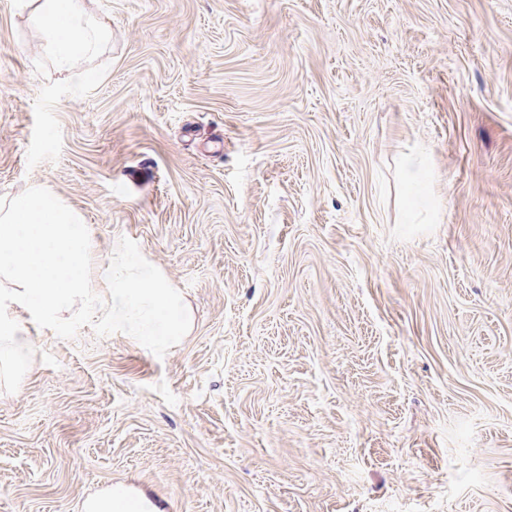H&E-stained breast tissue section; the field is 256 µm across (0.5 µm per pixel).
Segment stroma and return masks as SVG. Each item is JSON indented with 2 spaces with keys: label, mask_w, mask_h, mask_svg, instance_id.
I'll list each match as a JSON object with an SVG mask.
<instances>
[{
  "label": "stroma",
  "mask_w": 512,
  "mask_h": 512,
  "mask_svg": "<svg viewBox=\"0 0 512 512\" xmlns=\"http://www.w3.org/2000/svg\"><path fill=\"white\" fill-rule=\"evenodd\" d=\"M83 5L80 81L0 0V201L79 211L96 290L0 377V512H512V0ZM119 244L165 350L98 300ZM105 278L112 292L113 315L130 326L144 345L164 350L184 333V312L175 289L161 277L143 273L128 250L110 260ZM114 298L121 302L115 308Z\"/></svg>",
  "instance_id": "35a3bbf8"
}]
</instances>
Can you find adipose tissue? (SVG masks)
<instances>
[{"instance_id": "1", "label": "adipose tissue", "mask_w": 512, "mask_h": 512, "mask_svg": "<svg viewBox=\"0 0 512 512\" xmlns=\"http://www.w3.org/2000/svg\"><path fill=\"white\" fill-rule=\"evenodd\" d=\"M32 21L43 32L55 67L77 74L107 36L85 15L82 0H33ZM79 215L47 188L31 185L0 203V372L23 367L31 354L27 327L51 323L71 311L87 293V237ZM105 278L115 318L149 347L163 350L186 327L175 289L139 262L120 252L110 260Z\"/></svg>"}]
</instances>
